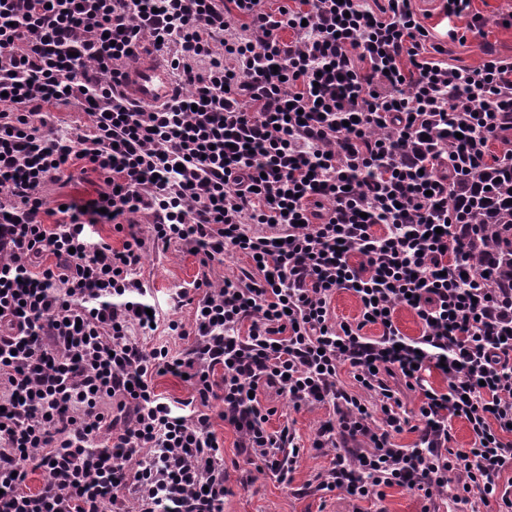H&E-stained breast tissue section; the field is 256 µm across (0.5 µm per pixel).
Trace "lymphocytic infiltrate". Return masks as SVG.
<instances>
[{
	"label": "lymphocytic infiltrate",
	"instance_id": "1",
	"mask_svg": "<svg viewBox=\"0 0 512 512\" xmlns=\"http://www.w3.org/2000/svg\"><path fill=\"white\" fill-rule=\"evenodd\" d=\"M265 2L0 0V512H224L217 418L288 483L301 448L268 430L265 385L297 409L334 407L315 491L380 501L398 486L512 512V288L480 266L490 238L450 215L468 203L458 176L477 178L512 130V59L449 64L412 0ZM144 42L182 84L159 106L117 80ZM53 108L87 121L55 128ZM78 163L104 196L45 223L46 184ZM174 245L204 268L250 261L175 293L193 308L191 326L167 325L178 353L151 342L138 276L147 248ZM341 289L360 304L347 324L331 318ZM402 307L418 336L399 329ZM166 374L187 399L156 392ZM458 419L470 447L451 445ZM250 265L249 259L241 253H229L224 256V265H214L208 275L213 282H222L224 277H236Z\"/></svg>",
	"mask_w": 512,
	"mask_h": 512
}]
</instances>
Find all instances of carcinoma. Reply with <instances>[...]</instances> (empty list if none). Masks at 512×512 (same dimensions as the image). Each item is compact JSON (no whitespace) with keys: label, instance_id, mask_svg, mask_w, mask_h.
Returning <instances> with one entry per match:
<instances>
[{"label":"carcinoma","instance_id":"1","mask_svg":"<svg viewBox=\"0 0 512 512\" xmlns=\"http://www.w3.org/2000/svg\"><path fill=\"white\" fill-rule=\"evenodd\" d=\"M512 170L502 165H489L478 188L468 202L466 217L474 224L512 225ZM488 277L512 283V235L503 232L498 246L485 261Z\"/></svg>","mask_w":512,"mask_h":512}]
</instances>
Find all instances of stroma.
<instances>
[{
	"mask_svg": "<svg viewBox=\"0 0 512 512\" xmlns=\"http://www.w3.org/2000/svg\"><path fill=\"white\" fill-rule=\"evenodd\" d=\"M413 7L423 24L429 28L436 41L447 44L448 61L458 66L477 68L486 60L487 52L501 57H512V0H472L469 14L448 17L443 5H431L427 0H414ZM481 18L482 33L470 32L474 18ZM456 30L458 40H450L449 30ZM100 183L96 174L81 173L73 169L71 179L48 183L44 195L49 207L61 201H81L95 195ZM249 259L240 253L225 255L223 264L202 270L197 257L184 248L173 247L162 252L147 249L142 257L139 274L150 290L161 323L176 320L191 325V307L173 306L171 297L179 287L191 283L201 273H208L213 282L240 275L249 267ZM260 398L275 413L268 423L275 431L289 425L296 442L301 445V455L290 485H282L270 474L247 464L238 448L236 432L225 426L221 419H214L213 428L224 444V464L229 492L224 498V512H424L423 498L409 494L399 487L387 489L383 503L356 502L340 492L325 495L308 488L314 475L325 469L329 459L312 443L319 425L333 415L328 404H316L301 410L289 406L274 389L262 390Z\"/></svg>",
	"mask_w": 512,
	"mask_h": 512,
	"instance_id": "35a3bbf8",
	"label": "stroma"
}]
</instances>
